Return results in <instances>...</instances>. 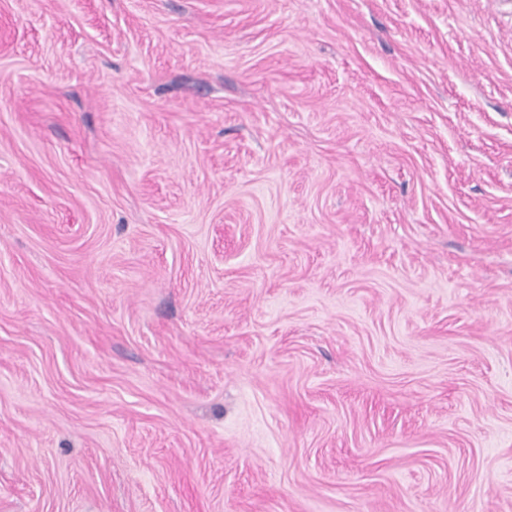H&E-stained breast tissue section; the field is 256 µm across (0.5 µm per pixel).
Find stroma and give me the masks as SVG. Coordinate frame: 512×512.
I'll return each instance as SVG.
<instances>
[{"label": "stroma", "mask_w": 512, "mask_h": 512, "mask_svg": "<svg viewBox=\"0 0 512 512\" xmlns=\"http://www.w3.org/2000/svg\"><path fill=\"white\" fill-rule=\"evenodd\" d=\"M0 512H512V0H0Z\"/></svg>", "instance_id": "stroma-1"}]
</instances>
